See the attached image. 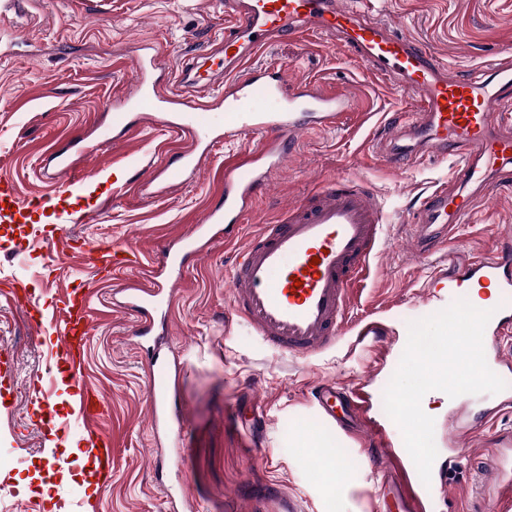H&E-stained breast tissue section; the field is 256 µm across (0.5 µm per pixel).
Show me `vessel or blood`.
I'll use <instances>...</instances> for the list:
<instances>
[{"instance_id":"1","label":"vessel or blood","mask_w":512,"mask_h":512,"mask_svg":"<svg viewBox=\"0 0 512 512\" xmlns=\"http://www.w3.org/2000/svg\"><path fill=\"white\" fill-rule=\"evenodd\" d=\"M362 0H224V80L195 83L194 96H185L178 84L166 82L159 50L135 60L137 95L131 105L109 112L113 132L125 134L136 120L164 115L177 134V165L162 171V182L173 186L185 172H201L212 143L244 134L259 137L255 149L224 161V203L206 212L176 247L148 256L126 246L88 249L83 261L89 272L86 286L60 297L67 316L60 323V355L73 376H80L86 349V301L93 284L117 272L138 268L142 287L124 291L121 311L143 314L171 308L173 294L155 280L156 272L179 269L187 255H200L212 232L232 235L240 228L252 196L269 183L272 172L288 161V147L307 130L331 128L350 111L352 97L295 78L287 67H255V54L275 40L298 33L342 40L392 89L413 97L414 118L402 124L393 141L379 151L394 168L426 156H452L455 187L441 186L424 201L412 227L414 257L430 250L433 240L464 223L477 209L479 195L493 178L512 164V48L490 74L475 78L450 75L437 57L418 40L398 34L382 19L362 8ZM132 166L130 156L99 164L91 170L74 168L59 156L56 171L62 176L57 197L31 200L19 197L10 183L0 179V220L19 223L31 207L50 211L56 223L68 224L72 213L64 202L75 191L89 187L104 172L123 177ZM383 235V208L366 187H351L340 178L303 200L282 208L278 223L263 225L237 253L230 271V319L247 324L268 346L280 353L308 358L331 349L348 323L351 295L370 274V259ZM301 285H294V278ZM493 288L495 297L480 302L492 310L485 333L492 338L486 349L488 366L496 374L512 370V233L477 264L456 262L448 268V286L454 298L472 299L473 286ZM357 343H382L388 331L379 318L356 323ZM147 393L154 427L164 428L170 439L181 438L172 421L170 371L158 357L150 359ZM74 415L83 422L103 411L96 391L79 384L73 394ZM323 421L364 424L369 410L366 385L341 387L322 384L316 393ZM89 461L99 473L112 466V440L95 430L87 432ZM440 492L437 484L421 487L412 502H405L398 487L390 497L398 512H423Z\"/></svg>"}]
</instances>
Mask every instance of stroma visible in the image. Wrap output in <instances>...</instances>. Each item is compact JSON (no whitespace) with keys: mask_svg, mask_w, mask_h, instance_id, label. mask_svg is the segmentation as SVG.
Listing matches in <instances>:
<instances>
[{"mask_svg":"<svg viewBox=\"0 0 512 512\" xmlns=\"http://www.w3.org/2000/svg\"><path fill=\"white\" fill-rule=\"evenodd\" d=\"M26 15L0 14V177L10 179L21 197H50L57 191L52 156L66 148L74 132L86 134L92 160L134 153L143 174L125 185L104 183L99 214L71 224L37 221L31 227L0 223V347L14 353L18 389L0 392V512H60L59 494L90 499L87 512H173L190 503L193 512H381L383 477L403 479L400 469L381 473L366 455L364 438L344 434L324 422L309 397L325 380L353 383L367 376L371 352L351 334L322 355L294 360L266 346L242 322L224 320L230 301L225 278L236 253L262 225L276 223L284 204L301 200L344 176L368 187L384 208L385 241L370 262L367 289L356 296L354 315L378 309L399 341L408 324L426 317L423 290L449 300L440 274L455 253L477 260L512 226V167L455 230L448 248L416 259L407 251V226L436 184L451 182L448 162L420 159L392 170L376 143L388 139L390 123L413 110L410 98L394 95L363 62L336 41L310 34L285 38L258 53L254 62L288 66L301 78L327 88H344L354 108L333 129L304 133L285 167L258 191L242 218L243 234L214 240L189 265L174 292L169 332L175 348L170 365L172 393L185 413L183 442L167 455L182 459L180 470L162 467L147 408L148 368L136 349L137 317L114 310L124 289L141 285L139 270L118 273L88 298L90 333L84 362L87 383L104 396L107 412L96 423L112 439V476L96 494L86 492L88 475L77 461L87 446L83 423L72 419V396L64 369H52L56 354L49 325L52 298L78 287L85 275L79 256L84 245H134L145 254L190 232L208 208L224 201L225 157L242 140L220 141L206 168L173 193H156L147 177L175 160L176 135L160 122L141 124L120 141L101 138L114 100L129 92L135 50L162 52L176 73L183 62L217 73L219 59L209 46L224 31V14L211 0H24ZM373 12L395 31L427 45L452 74L471 78L485 72L512 42V0H374ZM70 238L69 248L58 244ZM16 282L40 296L45 325H35L25 309L3 299ZM45 372L50 390L46 413L71 422L58 453L62 466L49 467V443L39 418L30 416L25 385ZM394 374L384 363L372 378L368 412L392 447L402 434L389 420L384 391ZM437 423L438 465L448 469L453 503L431 512H483L471 483L487 459H496L502 480L512 479V410L494 420L483 417L482 399H427ZM470 427L474 446L454 442L457 429ZM340 461L345 475L326 490L318 466L321 455ZM171 494H164L162 485Z\"/></svg>","mask_w":512,"mask_h":512,"instance_id":"1","label":"stroma"}]
</instances>
